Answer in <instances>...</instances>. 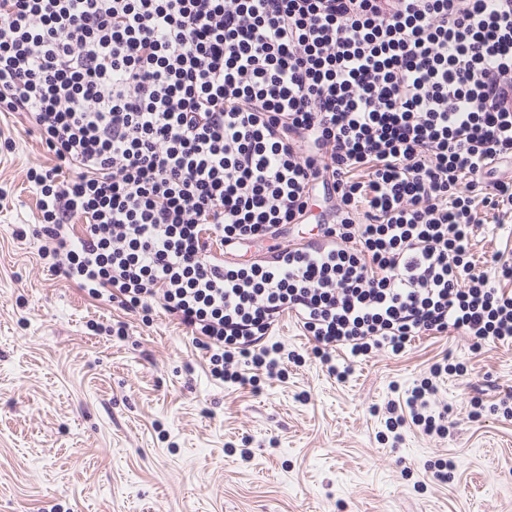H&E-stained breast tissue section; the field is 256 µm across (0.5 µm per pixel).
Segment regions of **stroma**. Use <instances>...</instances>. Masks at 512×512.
Instances as JSON below:
<instances>
[{
	"label": "stroma",
	"mask_w": 512,
	"mask_h": 512,
	"mask_svg": "<svg viewBox=\"0 0 512 512\" xmlns=\"http://www.w3.org/2000/svg\"><path fill=\"white\" fill-rule=\"evenodd\" d=\"M48 162L27 119L0 114V512H512V418H471L464 379L437 385L457 423L447 437L387 442L379 412L445 356L497 400L512 391V341L423 335L340 383L285 312L271 339L301 364L258 392L216 380L176 318L145 324L94 299L17 236L39 217L25 173ZM119 320L127 336L110 337Z\"/></svg>",
	"instance_id": "stroma-1"
}]
</instances>
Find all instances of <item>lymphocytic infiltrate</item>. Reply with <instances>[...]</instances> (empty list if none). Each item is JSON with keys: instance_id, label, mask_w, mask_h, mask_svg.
Masks as SVG:
<instances>
[{"instance_id": "obj_1", "label": "lymphocytic infiltrate", "mask_w": 512, "mask_h": 512, "mask_svg": "<svg viewBox=\"0 0 512 512\" xmlns=\"http://www.w3.org/2000/svg\"><path fill=\"white\" fill-rule=\"evenodd\" d=\"M0 112L52 159L26 172L50 270L176 317L216 379L281 376L286 311L340 380L422 335L512 339V256L471 252L512 223V0H0ZM453 370L389 431L449 432ZM485 225L490 226H484V231H481V233L472 240L471 252L475 259L479 260L500 248L499 237L496 236L495 233L493 234L491 230H489L493 227L491 225L494 224L487 223Z\"/></svg>"}]
</instances>
